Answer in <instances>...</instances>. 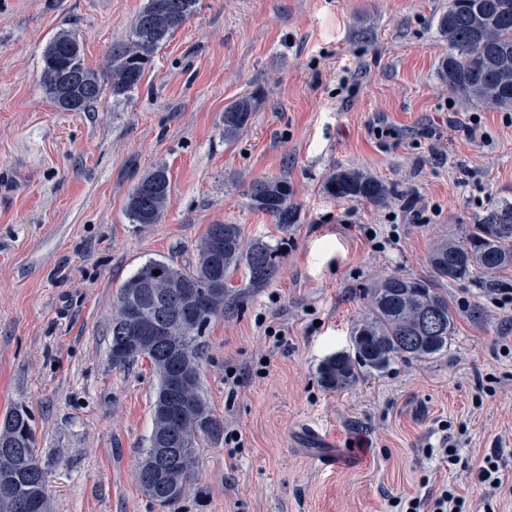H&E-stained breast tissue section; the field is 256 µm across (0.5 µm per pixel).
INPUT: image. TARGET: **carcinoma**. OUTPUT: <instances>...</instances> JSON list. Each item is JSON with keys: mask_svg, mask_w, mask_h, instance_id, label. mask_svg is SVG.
<instances>
[{"mask_svg": "<svg viewBox=\"0 0 512 512\" xmlns=\"http://www.w3.org/2000/svg\"><path fill=\"white\" fill-rule=\"evenodd\" d=\"M199 0H147L132 19L128 39L112 48L106 76L84 63L75 35L62 31L42 54L40 84L61 110L85 111L106 90L125 96L139 84L157 51L197 11ZM448 41L438 77L448 92L491 108H512V0H448L438 20ZM262 104L260 95H244L224 108V141L233 142L249 126ZM327 194L380 205L396 195L395 186L366 172L342 168L325 183ZM247 196L250 206L270 215L281 230L298 222L292 189L283 179L256 180ZM171 203L167 168L156 166L130 191L126 212L132 223L149 227L161 222ZM281 248L263 240L247 242L238 224H211L196 246L192 264L149 259L120 286L112 315L110 356L116 367L142 357L153 364L157 384L149 446L138 468L142 490L153 500L175 507L190 489L196 465L197 439L215 433L201 389V338L215 316L231 300V281L237 272L248 276V287L265 288L279 273ZM430 274H388L378 278L367 294V312L355 325L351 345L325 357L318 367L321 385L333 392L353 389L367 374L383 373L398 359L425 361L448 351L456 331V310L444 281L460 282L475 275L488 289L508 283L499 274L512 267V202L488 207L464 236L437 240L428 256ZM160 274L155 275L153 271ZM147 329L144 340L132 345L117 337L116 329ZM194 374L191 390L179 395L172 387L182 372ZM0 442L26 453L0 452V512L22 509L23 501L49 508L45 477L35 457L31 415L16 406L0 418ZM156 448H178L167 466L149 480L146 471Z\"/></svg>", "mask_w": 512, "mask_h": 512, "instance_id": "cac0c4a2", "label": "carcinoma"}]
</instances>
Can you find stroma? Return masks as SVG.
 <instances>
[{
    "mask_svg": "<svg viewBox=\"0 0 512 512\" xmlns=\"http://www.w3.org/2000/svg\"><path fill=\"white\" fill-rule=\"evenodd\" d=\"M145 3L0 0V415L29 410L50 512H162L136 477L157 380L146 358L113 366L112 311L145 261H192L219 223L284 253L267 287L233 277L202 338L219 427L199 438L175 512H389L392 496L447 482L470 512H512V495L485 496L427 453L446 440L474 463L497 448L512 481V306L478 281L442 285L459 311L444 354L395 361L347 392L324 390L317 373L348 347L379 276L428 275L437 239L512 202V108L450 96L437 76L448 0H200L128 97L58 110L40 85L48 41L71 32L86 66L105 70ZM253 92L259 112L226 142L225 105ZM161 164L171 204L143 228L126 198ZM340 168L398 194L383 205L328 196ZM263 177L292 188L289 231L250 206ZM475 301L485 321L466 317ZM231 370L240 385L225 383Z\"/></svg>",
    "mask_w": 512,
    "mask_h": 512,
    "instance_id": "obj_1",
    "label": "stroma"
}]
</instances>
